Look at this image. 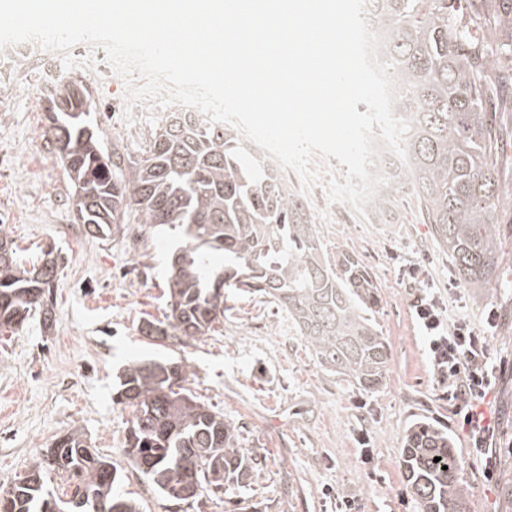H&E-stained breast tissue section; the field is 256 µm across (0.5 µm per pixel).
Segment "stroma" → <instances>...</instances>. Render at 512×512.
<instances>
[{"label":"stroma","mask_w":512,"mask_h":512,"mask_svg":"<svg viewBox=\"0 0 512 512\" xmlns=\"http://www.w3.org/2000/svg\"><path fill=\"white\" fill-rule=\"evenodd\" d=\"M68 56L75 67L31 42L14 53L0 51V224L9 225L21 260L36 261L51 248L62 265L53 325L37 317L17 332L0 330V487L78 428L122 471L121 492L137 498L144 512H336L344 498L353 500L355 512H419L401 454L408 428L426 421L453 440L468 512H512L502 494L512 474L501 460L512 445V103L503 102L499 114L504 140L496 175L506 196L496 211L500 275L490 287L459 282L413 203H405L402 223L382 224L375 215L362 220L328 204L323 186L307 195L328 256L354 254L377 284L375 319L389 361L382 385L366 390L321 369L283 310L233 288L224 291L223 324L207 335L184 343L145 336V323L169 312L176 239L132 208L112 234H87L66 165L43 131L54 93L70 84L87 88L112 178L125 182L162 111L138 105L126 122L125 83L105 52L81 43ZM410 261L440 290L456 284L449 309L475 327H483L489 311L497 313L488 345L503 369L477 407L495 426L494 445L484 451L473 448L441 397L412 313L415 291L400 271ZM162 355L186 360L190 393L235 427L238 446L256 462L248 488L197 505L164 499L129 463L132 414L113 402V385L131 362Z\"/></svg>","instance_id":"35a3bbf8"}]
</instances>
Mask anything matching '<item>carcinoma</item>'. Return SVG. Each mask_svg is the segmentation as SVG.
<instances>
[{"instance_id":"carcinoma-1","label":"carcinoma","mask_w":512,"mask_h":512,"mask_svg":"<svg viewBox=\"0 0 512 512\" xmlns=\"http://www.w3.org/2000/svg\"><path fill=\"white\" fill-rule=\"evenodd\" d=\"M467 0H370V27L384 37L383 60L393 64L399 101L394 115L410 121L408 162L391 154L378 161L388 184L370 207L387 224L412 200L422 222L475 288L498 268L494 222L504 190L495 178L499 148L495 113L512 96V78L487 79L491 58L475 43ZM49 136L68 167L76 206L88 234L119 227L122 209L135 207L146 224L180 229L183 246L169 277L167 323L146 324L148 336L196 339L224 319V290L258 293L288 314L325 370L371 389L383 378L388 348L372 312L377 305L370 271L352 254L327 259L309 207L262 153L234 130L197 112H166L153 142L126 182L110 165L87 116L84 89L60 92ZM57 257L26 267L16 257L8 225L0 224V328L21 327L38 315L51 325V289ZM190 372L182 361L129 365L115 399L133 409L125 453L165 497L194 485L183 500L249 486L253 460L237 447L235 428L199 404L181 386ZM440 461H434V458ZM188 460L193 468L182 465ZM402 464L420 512H467L456 448L448 433L425 422L410 426ZM67 478L52 492L45 477ZM122 473L100 455L80 429L54 440L23 480L0 491V512H142L117 491Z\"/></svg>"}]
</instances>
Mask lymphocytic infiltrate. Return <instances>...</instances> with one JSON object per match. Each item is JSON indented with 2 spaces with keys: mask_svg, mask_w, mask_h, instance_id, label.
Returning a JSON list of instances; mask_svg holds the SVG:
<instances>
[{
  "mask_svg": "<svg viewBox=\"0 0 512 512\" xmlns=\"http://www.w3.org/2000/svg\"><path fill=\"white\" fill-rule=\"evenodd\" d=\"M405 273L418 290L412 303L415 319L426 338V351L446 399L472 432L473 445L488 447L492 429L475 416L472 405L490 389L494 369L488 364L487 336L495 326V313H488L484 328H476L464 317H450L433 282L417 265Z\"/></svg>",
  "mask_w": 512,
  "mask_h": 512,
  "instance_id": "f902f5d3",
  "label": "lymphocytic infiltrate"
}]
</instances>
